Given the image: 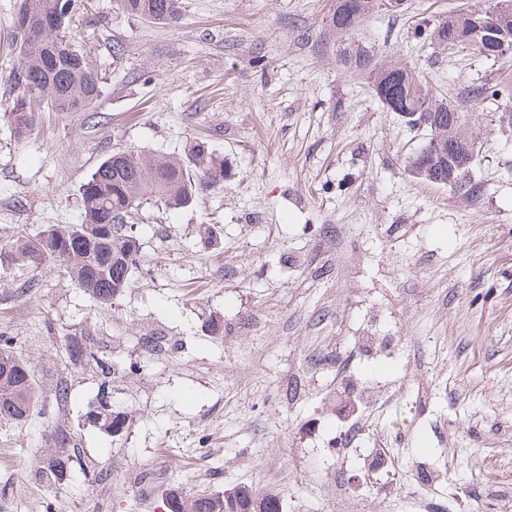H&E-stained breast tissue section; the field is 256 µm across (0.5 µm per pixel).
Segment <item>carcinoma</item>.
I'll list each match as a JSON object with an SVG mask.
<instances>
[{"instance_id": "1", "label": "carcinoma", "mask_w": 512, "mask_h": 512, "mask_svg": "<svg viewBox=\"0 0 512 512\" xmlns=\"http://www.w3.org/2000/svg\"><path fill=\"white\" fill-rule=\"evenodd\" d=\"M487 5L455 11L425 24L432 52L454 55L474 49L497 59L498 48L512 51V0H485ZM120 9L140 19L161 25H175L182 18V0H117ZM392 0H336L326 21L329 37L336 40L338 61L348 72L361 75L373 97L389 112L405 121L418 112L434 116L435 126H425V144L409 160L413 177L433 185L448 179L455 170L454 189L476 198L482 186L472 181L470 171L476 156L448 151V142L472 140L463 130L464 103L496 105L512 103V82H481L467 86L460 99L437 95L416 69L351 40L361 22L385 10ZM87 0H23L14 27L21 56L20 70L11 78L13 94L8 109L14 135L28 137L36 126L38 112L47 108L62 112H85L100 95V78L89 65L87 55L76 44L80 17ZM41 87L43 99L33 104L29 87ZM224 177L207 142H196L187 159L177 160L156 153L118 151L102 161L82 185L83 215L78 224H51L31 236L16 229L0 238V267L4 263L37 269L53 264L58 272L99 305H107L131 285L140 258L139 240L127 230L128 220L149 204L162 209L192 205L198 194ZM68 362L93 365L101 376L110 367L94 354L87 341L69 340L64 348ZM38 406V385L27 361L14 351V337L0 332V423L24 425ZM102 426L117 433L125 424L123 413L108 405L95 414ZM76 443L67 431L54 433V449L39 455V474L52 483L73 462ZM234 498L222 492H195L188 496L176 491L165 494L168 512H281L276 495L258 497L246 486L232 489Z\"/></svg>"}]
</instances>
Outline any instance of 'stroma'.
<instances>
[{
  "label": "stroma",
  "instance_id": "1",
  "mask_svg": "<svg viewBox=\"0 0 512 512\" xmlns=\"http://www.w3.org/2000/svg\"><path fill=\"white\" fill-rule=\"evenodd\" d=\"M477 0H406L355 38L416 66L436 93L512 75V54L430 56L416 34ZM179 24L92 0L79 42L103 79L86 112L8 118L22 0H0V237L76 224L80 186L116 151L187 153L206 141L224 178L195 206L135 224L140 265L111 305L45 265L0 271V331L16 338L41 402L0 426V512H166L169 491L279 492L282 512H489L512 485V120L469 107L480 147L474 202L413 178L422 136L336 59L334 0H183ZM222 219L214 239L200 226ZM29 279L36 287L20 295ZM91 339L110 383L65 362ZM161 351H143V340ZM72 399L57 411L54 388ZM107 387L127 424L93 420ZM358 411L387 474L332 450ZM65 428L92 468L43 481L36 460Z\"/></svg>",
  "mask_w": 512,
  "mask_h": 512
}]
</instances>
